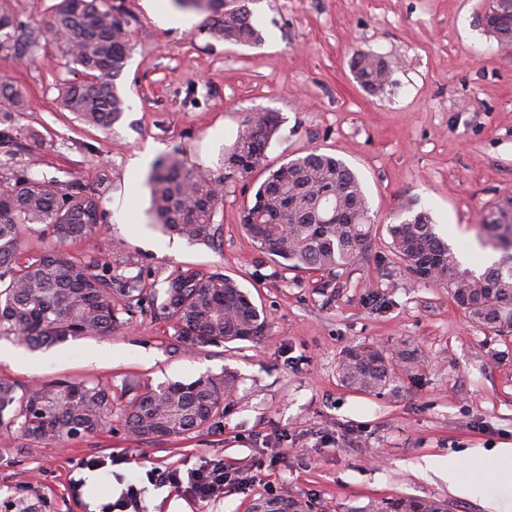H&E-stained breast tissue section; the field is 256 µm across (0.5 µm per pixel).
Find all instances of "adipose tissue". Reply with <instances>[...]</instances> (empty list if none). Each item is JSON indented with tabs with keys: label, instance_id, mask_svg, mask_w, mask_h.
Masks as SVG:
<instances>
[{
	"label": "adipose tissue",
	"instance_id": "1",
	"mask_svg": "<svg viewBox=\"0 0 512 512\" xmlns=\"http://www.w3.org/2000/svg\"><path fill=\"white\" fill-rule=\"evenodd\" d=\"M419 469L442 478L456 496L480 499L485 512H512V444L461 449L445 467L427 457Z\"/></svg>",
	"mask_w": 512,
	"mask_h": 512
}]
</instances>
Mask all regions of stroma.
Returning a JSON list of instances; mask_svg holds the SVG:
<instances>
[{"instance_id":"obj_1","label":"stroma","mask_w":512,"mask_h":512,"mask_svg":"<svg viewBox=\"0 0 512 512\" xmlns=\"http://www.w3.org/2000/svg\"><path fill=\"white\" fill-rule=\"evenodd\" d=\"M57 0H0L22 21L14 48L0 49V81L21 88L11 155L0 153V184L13 171L66 182L101 197L104 230L71 244L107 258L116 272L143 273L165 290L177 267L237 279L268 319L264 333L198 351L177 346L150 312L130 314L109 337L28 351L0 341V378L21 384L95 381L117 407L168 381L233 371L235 391L216 426L165 438L131 437L124 424L63 444L0 433V512H95L127 483L143 486L145 512H269L290 496L306 512H384L399 498L433 500L444 512H484L449 494L424 457L447 463L463 448L512 443V335L473 324L444 282L409 274L385 232L400 205L417 199L440 235L472 270L493 248L483 219L512 194V45L478 19L483 0H224L246 6L260 44L225 41L206 13L172 0H108L133 16L131 50L113 84L125 110L109 127L82 123L61 106L69 58L50 27ZM368 53L393 63L389 84L370 93L350 61ZM277 113L266 149L276 167L317 148L358 175L374 229L367 252L336 273L284 269L249 238L239 212L255 175L227 182L215 217L219 245L165 233L149 213L153 163L180 152L215 170L248 112ZM139 167H130L133 157ZM371 345L393 356L381 393L343 387L341 352ZM411 360L398 359V352ZM107 459L82 499L72 480L84 459ZM237 468L248 485L198 502L151 485L150 471L206 461Z\"/></svg>"}]
</instances>
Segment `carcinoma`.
Masks as SVG:
<instances>
[{
    "label": "carcinoma",
    "mask_w": 512,
    "mask_h": 512,
    "mask_svg": "<svg viewBox=\"0 0 512 512\" xmlns=\"http://www.w3.org/2000/svg\"><path fill=\"white\" fill-rule=\"evenodd\" d=\"M185 11L209 13L229 42H259L261 32L245 8L224 11V0H173ZM481 22L498 41L512 44V0H489ZM52 27L72 37L69 56L82 77L62 89L63 107L81 121L108 127L125 102L109 82L124 69L130 46L129 20L106 0H58ZM18 23L0 14V48L10 45ZM356 81L377 92L389 67L365 54L351 62ZM279 129L273 112H249L218 174L187 163L179 152L152 166L149 175L155 224L192 243L218 238L215 223L224 205V183L263 167L264 151ZM399 221L386 225L392 252L419 280H442L471 322L499 335L512 332V253L477 273L464 268L414 199L401 206ZM99 198L75 179L61 183L21 170L0 187V340L30 350L70 339L106 337L124 325L121 315L157 303L155 282L142 273L116 274L112 263L74 256L66 245L104 229ZM241 224L265 252L295 271L343 269L368 248L373 222L357 175L340 159L311 149L267 170ZM483 224L491 239H512V195H504ZM40 226L51 245L35 255L21 249L25 230ZM160 303L176 342L196 349L252 339L267 316L239 282L221 272L181 268L166 277ZM392 358L370 346L343 351L337 364L342 385L361 393L391 383ZM230 371L189 382L161 384L136 398L122 417L136 438L189 434L224 416V399L235 388ZM112 387L96 382L23 385L0 379V426L31 443L86 437L112 423ZM387 512H441L424 499H395Z\"/></svg>",
    "instance_id": "carcinoma-1"
}]
</instances>
